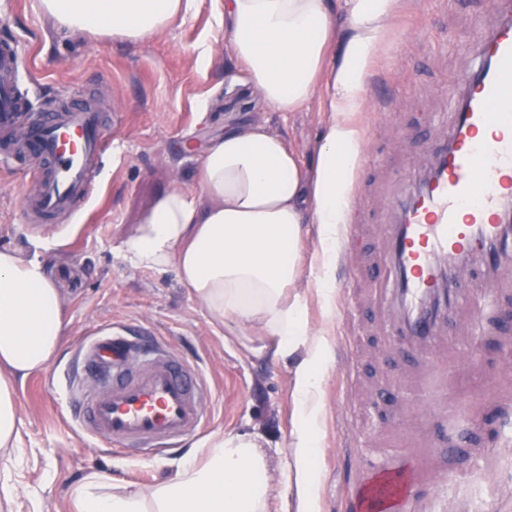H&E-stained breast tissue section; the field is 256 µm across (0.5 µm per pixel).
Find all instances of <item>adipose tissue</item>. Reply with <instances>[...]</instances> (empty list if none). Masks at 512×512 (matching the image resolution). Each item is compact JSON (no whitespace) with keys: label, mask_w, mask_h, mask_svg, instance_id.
<instances>
[{"label":"adipose tissue","mask_w":512,"mask_h":512,"mask_svg":"<svg viewBox=\"0 0 512 512\" xmlns=\"http://www.w3.org/2000/svg\"><path fill=\"white\" fill-rule=\"evenodd\" d=\"M396 0H224L215 18L251 88L275 111L295 112L319 91L329 116L302 163L265 123L227 119L200 158L194 189L176 182L143 209L119 245L132 268H174L211 324L238 339L273 340L274 354L298 357L292 397V455L300 502L318 482L321 382L330 356L326 333L308 317L305 287L336 296V244L352 188L349 173L364 153L352 121L366 104L370 60ZM58 28L127 42L152 39L186 20L196 0H38ZM347 32L338 35L336 21ZM315 232L317 247L304 239ZM63 299L44 265L0 249V464L21 440L18 378L58 353ZM204 461L189 459L172 479L131 488L100 475L73 490L76 512H268L272 487L264 438L213 434Z\"/></svg>","instance_id":"obj_1"}]
</instances>
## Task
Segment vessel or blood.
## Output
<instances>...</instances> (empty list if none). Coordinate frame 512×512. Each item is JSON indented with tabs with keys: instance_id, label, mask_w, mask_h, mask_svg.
Here are the masks:
<instances>
[{
	"instance_id": "1",
	"label": "vessel or blood",
	"mask_w": 512,
	"mask_h": 512,
	"mask_svg": "<svg viewBox=\"0 0 512 512\" xmlns=\"http://www.w3.org/2000/svg\"><path fill=\"white\" fill-rule=\"evenodd\" d=\"M498 17L475 45L476 63L462 77V101L445 144L435 145L423 188L401 207L398 221L383 225L378 261L360 273L392 285L369 289L384 334L379 341L403 366L390 397L389 424L411 417L402 396L426 411L451 417L450 431L463 436L462 416L476 417L485 400L512 401L496 386H463L460 355L447 331L475 294L512 286V0H498ZM22 67L18 47L0 44V132L15 121V79ZM27 145L45 157L35 168L33 192L21 198L23 212L39 219L75 216L90 199L94 172L110 147L100 113L86 99L32 122ZM135 349L121 331L82 346L80 354L101 371L107 386L81 405L82 426L117 448L141 450L191 436L203 425L202 397L191 373L158 354L143 365L130 363ZM437 453L426 440L409 436L385 448L375 466L358 473L346 512H373L392 501L394 512H417L422 490L439 481Z\"/></svg>"
}]
</instances>
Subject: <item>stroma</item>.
Returning <instances> with one entry per match:
<instances>
[{
    "label": "stroma",
    "mask_w": 512,
    "mask_h": 512,
    "mask_svg": "<svg viewBox=\"0 0 512 512\" xmlns=\"http://www.w3.org/2000/svg\"><path fill=\"white\" fill-rule=\"evenodd\" d=\"M36 0H0V41L18 45L24 70L19 91L30 111L70 104L91 89L101 112L111 115L105 133L118 147L98 164L95 191L84 211L66 224L26 223L20 199L31 184L24 168L0 169V249L15 248L41 261L64 298L62 345L46 367L16 385L24 428L8 478L18 488L0 512H73L70 490L91 473L131 486L156 483L184 463L191 445L221 432H258L266 439L272 486L270 512H295L291 432L294 359L275 357L259 342L242 344L205 313L178 280L128 268L117 246L138 213L181 177L192 187L194 161L184 144L202 151L224 132L225 116L261 118L286 137L302 161L326 118L322 98L301 111H273L250 88L245 72L227 63L225 44L212 58L200 49L216 34L214 18L224 0H197L194 13L145 42H119L59 31L35 9ZM493 0H399L389 33L374 58L366 107L354 121L366 152L352 172V197L360 223L371 225L366 251H375L378 224L391 206L419 185L431 163L428 147L450 129L457 103L448 87L472 63L471 45L487 31ZM351 256L336 265V301L324 305L308 293L311 322L325 328L333 346L322 381L318 512H344L351 478L376 452L377 414L370 400L345 391L354 359L352 337L371 347L381 331L373 309L349 308ZM482 311L465 330L451 329L462 365L478 361L483 375L500 368L512 344V299L496 291L481 296ZM129 325L152 333L177 358L195 365L212 392L203 406L206 426L194 439L159 453L129 456L107 449L101 438L81 432L66 417L73 389H94L96 379L76 366L78 350L94 332ZM477 358H470L472 341ZM442 455L444 470L432 494L433 512H512V425L498 416L470 425L483 458H452L443 421L428 415L417 428Z\"/></svg>",
    "instance_id": "obj_1"
}]
</instances>
